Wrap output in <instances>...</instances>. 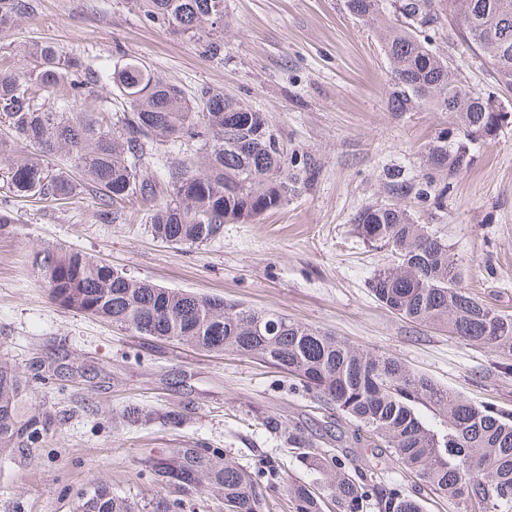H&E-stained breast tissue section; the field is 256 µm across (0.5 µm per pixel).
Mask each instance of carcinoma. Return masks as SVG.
<instances>
[{
    "instance_id": "obj_1",
    "label": "carcinoma",
    "mask_w": 512,
    "mask_h": 512,
    "mask_svg": "<svg viewBox=\"0 0 512 512\" xmlns=\"http://www.w3.org/2000/svg\"><path fill=\"white\" fill-rule=\"evenodd\" d=\"M144 14L199 39L224 32V0H140ZM347 9L378 35L389 66L387 104L392 112L449 113L456 135L441 131L424 149L428 187L466 169L475 145L494 140L512 118L500 103L464 84L448 56L421 37L451 17L455 35L492 65L512 88V0H347ZM33 13L32 0H0V28ZM25 66L0 67V119L13 136L0 137V177L17 197L67 204L90 191L96 215L111 223L114 206L131 198L153 201L146 223L170 245L202 246L224 236V225L247 223L282 206L308 187L315 171L285 149L265 112L242 99L202 90L193 100L138 58L106 74L115 113L90 109L79 89L89 66L51 43L24 50ZM64 89L68 100L43 97ZM171 145L183 155L171 157ZM70 158L68 168L51 158ZM162 167V177L150 174ZM399 202L366 206L354 216L359 237L390 249L392 263L368 288L387 311L483 348L512 374V315L463 285L450 245L417 224L402 200L426 193L409 179L388 186ZM40 278L58 306L101 318L141 336L197 350L231 351L288 375L295 389L350 419L337 447L378 448L391 462L416 473L454 512H512V410L473 404L412 372L393 356L370 352L296 321L207 295L172 290L115 270L92 256L46 248ZM30 381L0 362V455L39 446L51 417L29 414ZM441 417L435 430L419 407ZM274 432L310 471L315 485L288 475L275 457L259 454L253 467L224 448H171L147 457L144 471L166 494L143 506L97 480L78 494L77 512H184L207 487L224 512H271L269 490L287 487L289 512H425L415 491L357 457L320 448L302 429L267 415Z\"/></svg>"
}]
</instances>
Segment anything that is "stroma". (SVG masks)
<instances>
[{
    "label": "stroma",
    "instance_id": "stroma-1",
    "mask_svg": "<svg viewBox=\"0 0 512 512\" xmlns=\"http://www.w3.org/2000/svg\"><path fill=\"white\" fill-rule=\"evenodd\" d=\"M226 27L217 53L205 40L148 19L133 0H34V11L0 30V59L50 41L93 71L127 58L148 63L187 97L211 89L266 112L288 151L310 157L312 186L278 209L228 224L220 240L170 246L143 215L148 201L124 203L121 219L99 220L91 198L56 206L13 199L15 224L0 230V358L31 377L35 368L80 369L65 389L33 381L32 412L56 423L39 447L0 456V512H75L87 480L143 504L160 488L140 476L146 455L171 448L218 446L239 464L259 452L279 457L290 474L318 481L254 411L295 423L314 443L326 439L316 403L287 375L255 359L158 342L49 300L35 264L61 244L169 289L276 310L354 346L398 358L413 371L474 403L512 409V375L494 357L434 329L398 318L371 295L368 282L390 251L363 242L353 218L391 202L393 175L421 180L425 145L454 130L445 112L387 107L388 62L374 34L345 0H224ZM447 51L466 85L512 112V89L462 41ZM419 224L450 245L468 289L512 314V122L475 146L468 168L444 196L408 200ZM130 405L147 414L130 425ZM179 422H172V415Z\"/></svg>",
    "mask_w": 512,
    "mask_h": 512
}]
</instances>
